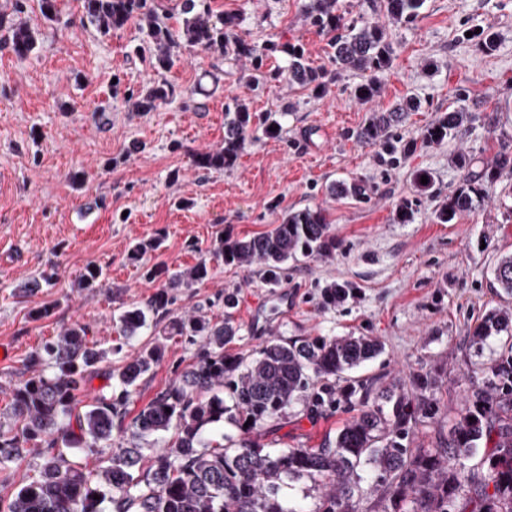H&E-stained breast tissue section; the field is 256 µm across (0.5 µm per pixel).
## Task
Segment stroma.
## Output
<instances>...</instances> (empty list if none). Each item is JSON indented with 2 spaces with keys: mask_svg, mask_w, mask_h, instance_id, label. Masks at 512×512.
Listing matches in <instances>:
<instances>
[{
  "mask_svg": "<svg viewBox=\"0 0 512 512\" xmlns=\"http://www.w3.org/2000/svg\"><path fill=\"white\" fill-rule=\"evenodd\" d=\"M210 2L239 14V33L249 42H299L312 65L329 66V38L307 22L304 0ZM57 6L59 19L49 22L39 0H0V172L8 176L0 184V345L12 351L0 361V413L9 406V385L28 378L29 357L73 322L87 325L89 341L108 352L81 402L109 392L104 373L125 360L109 351L114 323L158 289L128 262L134 244L159 240L151 261L182 269L206 258L220 233L255 235L284 211L309 206L323 209L332 226L331 257L289 263L274 285L258 266L211 262L206 282L177 293L173 315L223 323L224 295L237 292L240 331L225 350L246 359L274 337H373L383 351L354 377L412 396L418 376L436 378L428 393L432 410L418 416L408 442L441 447L473 381L512 346V332L480 350L471 345L488 310L512 307V295L494 278L497 262L512 255V171L504 170L472 211L447 224L434 217L463 182L459 157L478 170L492 162L500 141L512 140V0H425L409 26L390 24L373 0H338L342 27L364 17L386 26L394 42L381 91L366 103L350 94L365 78L359 71L342 73L320 99L285 84L257 95L245 62L191 51L164 74L175 96L151 112L132 111L128 102L129 91L157 76L137 52L146 40L139 26L105 35L86 20L82 0ZM21 25L35 37L24 57L10 48ZM467 29L492 33L494 49L464 40ZM409 95L421 107L396 133L416 149L389 167L356 133L370 111ZM234 97L257 112H280L288 102L294 110L283 115L280 137L256 135L233 168L194 167V153L223 144L224 104ZM458 108L470 122L441 143L423 142L428 124ZM419 170L432 175V193L416 188ZM354 180L366 186L365 199L330 190ZM406 201L414 219L401 224L396 211ZM89 265L104 268L106 287L78 289ZM50 268L52 285L25 292ZM341 281L353 283L352 295L322 307V288ZM43 307L50 315L34 317ZM197 353L185 338H167L162 360L132 392L129 414L170 387ZM357 413L345 403L335 413H317L300 402L258 439L272 449L318 448Z\"/></svg>",
  "mask_w": 512,
  "mask_h": 512,
  "instance_id": "35a3bbf8",
  "label": "stroma"
}]
</instances>
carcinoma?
<instances>
[{
	"label": "carcinoma",
	"mask_w": 512,
	"mask_h": 512,
	"mask_svg": "<svg viewBox=\"0 0 512 512\" xmlns=\"http://www.w3.org/2000/svg\"><path fill=\"white\" fill-rule=\"evenodd\" d=\"M425 0H380V8L395 23H411ZM337 0H307L304 9L312 27L332 34L330 62L343 71H361L369 78L351 89L360 102L379 94V76L393 55L387 29L363 20L339 32ZM88 21L107 34L134 21L146 31L147 50L154 69L168 71L183 52L200 50L234 60L246 59L253 90L262 92L271 82H286L325 94L332 72L312 66L300 44L268 41L262 46L239 35V19L213 13L206 0H181L182 24L172 30L159 0H83ZM35 45L26 27L14 30L12 51L28 55ZM283 54L288 65L266 69L269 58ZM175 88L164 79L145 85L129 97L138 112H150L172 98ZM418 107L412 97L387 112L370 113L357 138L379 147L390 159L412 152L414 141L396 137L393 129L405 113ZM467 120L462 110L439 117L423 131V140L440 143ZM275 138L280 123L271 112H256L237 98L224 105V145L192 156L193 165L207 170L235 166L252 128ZM512 170V143L501 145L492 163L470 170L464 183L435 212L439 224L450 223L457 213L469 211L485 196L500 171ZM336 250L327 215L320 208L284 212L281 222L253 236H217L211 259L226 265H258L270 284L288 270V261L301 254L326 258ZM147 279L159 282L157 292L143 307L124 310L117 322L116 353L130 343L147 319L159 323L169 317L174 292L203 283L208 262L174 270L164 262L145 267ZM496 282L512 295V256L501 258ZM105 280L103 269L89 265L78 287L92 289ZM353 285L331 283L321 292L322 306L334 307L350 294ZM236 293L224 294V324L213 325L202 316L169 317L163 332L198 343L197 362L166 391L125 422L130 388L160 362L164 345L156 343L125 361L119 373H108L122 386L119 395L103 394L86 409L75 410L76 396L100 374L98 364L107 356L88 340L89 328L66 325L30 358L34 373L10 387V411L0 420V470L22 454L34 452L39 478L20 486L7 512H102L108 501L117 512H304L287 506L281 495L287 480H306L324 489L315 512H349V502L360 491V470L371 468L392 477L388 487L391 510L383 512H448V501L466 497L472 512H512V351L499 360L471 390L468 407L455 423L448 447L418 448L404 444L420 412L429 406L425 393L436 385L427 375L417 379L420 395L412 400L396 388L373 392L372 385L351 380L342 388L336 381L381 352L368 336H337L293 342L271 341L249 362L224 352L239 327L232 320ZM512 328V310L494 309L475 328L472 346L481 350L489 337ZM227 392L223 398L219 392ZM358 398L357 417L343 424L334 443L325 448L266 449L256 440H243L237 448H221L205 441L204 431L229 420L244 433L260 431L280 419L304 399L315 410H331L341 400ZM252 424H247V421ZM175 428L171 445L158 448L143 466L141 440ZM130 433L112 453L111 463L93 473L84 471L70 451H84L112 441L113 430ZM493 442L486 459L487 473L467 469V462L482 439Z\"/></svg>",
	"instance_id": "cac0c4a2"
}]
</instances>
